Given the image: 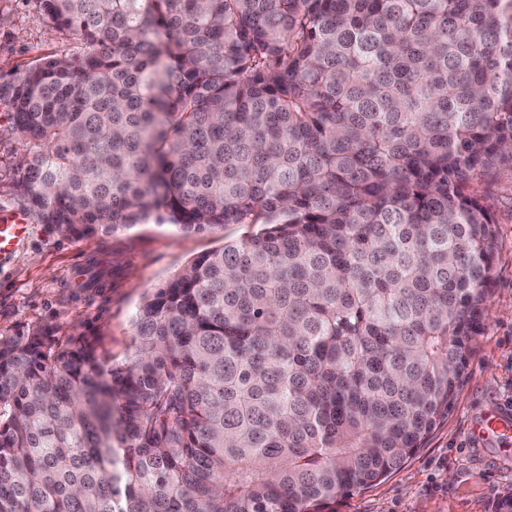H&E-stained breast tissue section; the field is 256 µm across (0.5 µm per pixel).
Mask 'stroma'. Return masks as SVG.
<instances>
[{"label": "stroma", "mask_w": 512, "mask_h": 512, "mask_svg": "<svg viewBox=\"0 0 512 512\" xmlns=\"http://www.w3.org/2000/svg\"><path fill=\"white\" fill-rule=\"evenodd\" d=\"M80 48L76 36L46 24L39 0H0V211L27 208L19 184L30 150L9 130L8 90L39 60ZM472 189L496 219L498 254L487 328L474 340L468 378L423 448L384 481L337 500L334 512H495L497 499L512 491V447L473 435L489 413L512 417V171H494ZM255 231L228 224L185 232L152 217L124 232L72 239L33 224L15 255L0 263V334L49 324L62 338L97 337L104 357L123 362L146 295L196 256ZM92 261L106 270L99 288H71L73 269Z\"/></svg>", "instance_id": "obj_1"}]
</instances>
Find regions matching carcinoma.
<instances>
[{"label":"carcinoma","mask_w":512,"mask_h":512,"mask_svg":"<svg viewBox=\"0 0 512 512\" xmlns=\"http://www.w3.org/2000/svg\"><path fill=\"white\" fill-rule=\"evenodd\" d=\"M40 6L83 48L11 90L35 219L261 229L146 296L121 365L0 335V512H328L401 468L485 330L512 0Z\"/></svg>","instance_id":"obj_1"}]
</instances>
